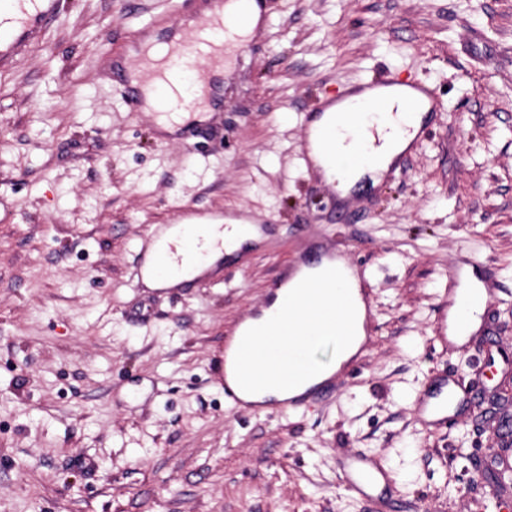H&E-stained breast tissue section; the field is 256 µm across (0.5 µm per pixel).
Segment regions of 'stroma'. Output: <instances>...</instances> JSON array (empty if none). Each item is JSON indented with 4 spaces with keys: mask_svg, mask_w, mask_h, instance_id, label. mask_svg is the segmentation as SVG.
Instances as JSON below:
<instances>
[{
    "mask_svg": "<svg viewBox=\"0 0 512 512\" xmlns=\"http://www.w3.org/2000/svg\"><path fill=\"white\" fill-rule=\"evenodd\" d=\"M170 0H63L0 69V512H493L512 486L486 410L512 393V0H265L223 105L188 142L109 78L130 32ZM402 70L447 104L408 161L337 202L300 165L318 96ZM266 224L258 248L190 285L133 284L138 244L183 208ZM367 274L374 330L356 373L315 410L230 411L225 336L304 252ZM491 266L486 329L432 340L459 257ZM465 399L426 424L444 378ZM366 453L395 482L348 490Z\"/></svg>",
    "mask_w": 512,
    "mask_h": 512,
    "instance_id": "35a3bbf8",
    "label": "stroma"
}]
</instances>
